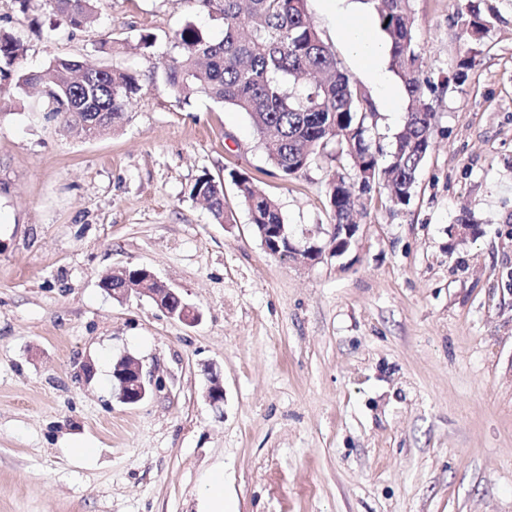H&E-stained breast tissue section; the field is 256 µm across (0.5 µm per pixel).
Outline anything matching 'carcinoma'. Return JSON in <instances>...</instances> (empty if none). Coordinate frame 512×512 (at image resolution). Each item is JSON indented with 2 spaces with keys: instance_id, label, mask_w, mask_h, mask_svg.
Instances as JSON below:
<instances>
[{
  "instance_id": "obj_1",
  "label": "carcinoma",
  "mask_w": 512,
  "mask_h": 512,
  "mask_svg": "<svg viewBox=\"0 0 512 512\" xmlns=\"http://www.w3.org/2000/svg\"><path fill=\"white\" fill-rule=\"evenodd\" d=\"M68 27L79 29L94 18L95 0H53ZM375 5L381 30L390 43V64L407 94V112L396 134L395 149L382 165L365 133L375 111L365 91L338 67L330 48L307 17L306 0H220L224 37L213 41L194 24L175 33L179 55L163 72L164 83L188 98L203 93L248 115L267 161L290 178L333 143L355 165L374 170L395 206L409 203L419 168L432 146L435 112L429 82L421 79L422 58L414 37L410 0H363ZM470 36L481 37L488 21L478 12L461 17ZM22 54L20 40L0 33V77L10 76ZM476 65L465 55L451 73L458 84ZM17 84L40 88L52 117L86 135L101 134L128 119L141 90L128 72L89 67L60 58L46 69L23 73ZM253 224L276 228L284 223L277 202L247 175L228 172ZM217 223H224V182L205 173L189 187ZM332 221L354 223L350 192L328 189Z\"/></svg>"
}]
</instances>
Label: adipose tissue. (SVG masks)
I'll return each instance as SVG.
<instances>
[{
	"mask_svg": "<svg viewBox=\"0 0 512 512\" xmlns=\"http://www.w3.org/2000/svg\"><path fill=\"white\" fill-rule=\"evenodd\" d=\"M329 2L336 9V25L351 55L359 62L388 110L396 111L398 94L381 66L382 59L388 53L387 45L373 36V24L369 17H353L342 9V0Z\"/></svg>",
	"mask_w": 512,
	"mask_h": 512,
	"instance_id": "1",
	"label": "adipose tissue"
}]
</instances>
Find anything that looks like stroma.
I'll use <instances>...</instances> for the list:
<instances>
[{
    "instance_id": "35a3bbf8",
    "label": "stroma",
    "mask_w": 512,
    "mask_h": 512,
    "mask_svg": "<svg viewBox=\"0 0 512 512\" xmlns=\"http://www.w3.org/2000/svg\"><path fill=\"white\" fill-rule=\"evenodd\" d=\"M472 8L489 22L474 43ZM307 15L370 90L323 0ZM411 15L436 112L414 193L399 208L373 188L349 251L308 263L265 250L232 184L221 224L188 196L198 176L237 170L295 241L324 246L329 181L358 182L347 157L281 177L246 113L161 81L183 26L223 37L217 4L99 0L73 29L50 0H0V31L25 47L13 73L68 57L142 85L125 124L86 137L0 82V512H197L218 467L237 512H512V0H411ZM470 47L477 66L446 83ZM373 105L385 162L402 116ZM136 267L201 322L103 290ZM125 355L161 384L135 406L112 396Z\"/></svg>"
}]
</instances>
